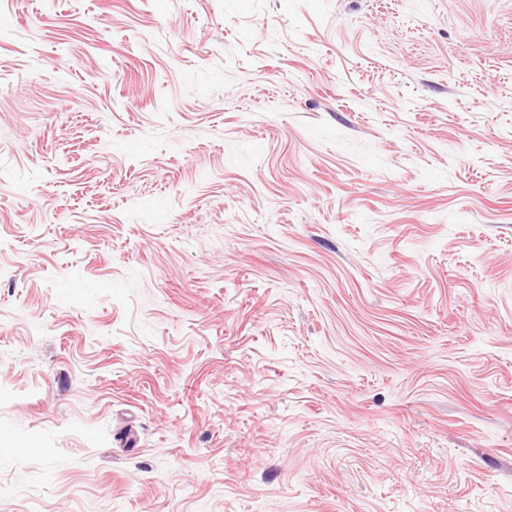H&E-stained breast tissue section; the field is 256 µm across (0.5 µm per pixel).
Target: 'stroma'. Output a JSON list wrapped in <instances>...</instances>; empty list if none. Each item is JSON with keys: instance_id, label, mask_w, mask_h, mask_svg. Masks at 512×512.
Wrapping results in <instances>:
<instances>
[{"instance_id": "stroma-1", "label": "stroma", "mask_w": 512, "mask_h": 512, "mask_svg": "<svg viewBox=\"0 0 512 512\" xmlns=\"http://www.w3.org/2000/svg\"><path fill=\"white\" fill-rule=\"evenodd\" d=\"M0 512H512V0H0Z\"/></svg>"}]
</instances>
